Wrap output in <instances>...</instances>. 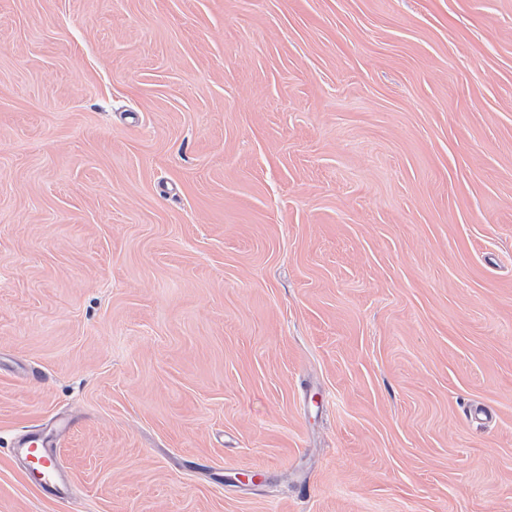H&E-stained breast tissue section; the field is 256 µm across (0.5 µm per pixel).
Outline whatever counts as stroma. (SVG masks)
I'll list each match as a JSON object with an SVG mask.
<instances>
[{
    "label": "stroma",
    "instance_id": "1",
    "mask_svg": "<svg viewBox=\"0 0 512 512\" xmlns=\"http://www.w3.org/2000/svg\"><path fill=\"white\" fill-rule=\"evenodd\" d=\"M0 512H512V0H0ZM49 439L36 432L24 436L11 449V456L21 457L40 475V487L45 496L60 498L63 490L56 457L46 449Z\"/></svg>",
    "mask_w": 512,
    "mask_h": 512
}]
</instances>
